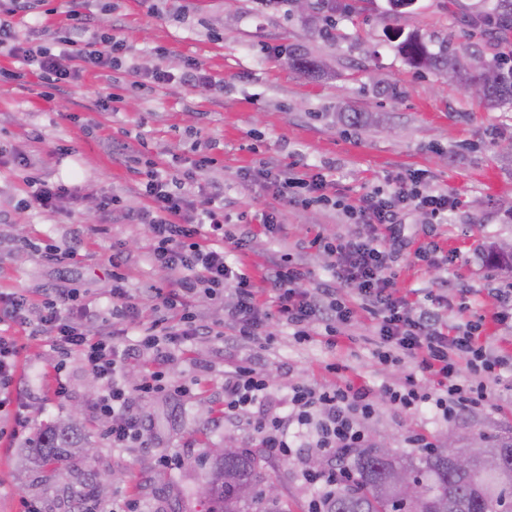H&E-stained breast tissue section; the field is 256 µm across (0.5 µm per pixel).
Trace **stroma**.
I'll use <instances>...</instances> for the list:
<instances>
[{"instance_id": "1", "label": "stroma", "mask_w": 512, "mask_h": 512, "mask_svg": "<svg viewBox=\"0 0 512 512\" xmlns=\"http://www.w3.org/2000/svg\"><path fill=\"white\" fill-rule=\"evenodd\" d=\"M475 2L416 0L406 27L469 50L481 47V34H469L460 22ZM373 6L376 13L368 19L339 16L342 37L327 42L307 36L300 18L286 11H255L252 0H86L96 34L120 23L128 47L123 67L86 71L50 98L34 75L20 85L0 84V147L27 155L33 164L29 171L0 165V292L23 293L37 304L47 294L78 289L87 325L97 331L112 290V248L120 244L129 256L127 285L143 307H151V289L173 274L149 261L145 225L117 219L99 206L104 194L120 197L129 210L146 205L135 175L113 155L110 143L144 140L145 159L179 170L189 168L196 145L208 143L215 159L210 176L224 184L228 220L250 222L255 234L251 251L234 254V261L257 277L271 254L302 257L309 271L306 289L328 277L329 259L314 237L356 230L343 205L391 189L396 178L413 173L421 177V190L458 199L443 224H428L416 210L403 216L398 234L406 247L393 265L397 286L417 303L430 295L441 298V318L449 327L482 320L484 335L511 350L512 323L496 322L492 314L496 291L512 286V273L494 267L486 247L512 244V154L499 149L512 140V109L485 108L448 78L410 67L387 36L394 25L385 15L387 0H374ZM289 47L327 62L331 77L312 78L289 67ZM188 58L203 64L209 83H153L154 69L176 73ZM130 64L138 66V75L127 72ZM109 93L121 96L118 110L98 107ZM347 105L373 113L376 123L342 126L336 113ZM60 144L73 147L74 155L59 158L54 149ZM265 162L325 173L338 207L287 205L275 201L263 181L242 180L243 171ZM30 175L75 186L78 196L55 210L28 208ZM269 212L280 226L274 235L261 226ZM432 241L439 250L431 264H415L414 250ZM48 244L76 255L51 260L43 253ZM375 324L371 315L359 313L333 349L318 340L298 342L291 329L277 324L271 327L273 343L262 352L246 340L228 345L216 336L198 338L167 367L172 378L192 381L190 396L131 401V410L147 423L145 444L136 448H115L106 439L112 421L94 408L95 379L79 353L59 358L43 339L16 330L14 386L25 398L26 430L16 433L13 414L0 413V512H22L27 501L38 503L41 512H69L79 486L47 469H19L17 454L43 424L72 414L96 448L91 459L67 460L61 469L111 474L109 498L137 500L141 512H207L197 493L203 458L214 448L258 445L245 422L219 415L225 375L246 362L266 374L267 408L274 413L287 412L289 395L302 383L348 381L372 390L374 412L361 426L370 442L400 456H413L407 439L414 434L431 442L444 436L466 441L512 430V389L501 384L491 385L485 406L448 422L425 407L404 412L393 406L386 387L402 385L409 376L426 392L436 384L417 363H381L368 341ZM61 379L68 389L63 399L54 393ZM161 452L176 454L177 466L158 467ZM320 458L313 448L290 459L270 456L289 512H308L312 489L302 471Z\"/></svg>"}]
</instances>
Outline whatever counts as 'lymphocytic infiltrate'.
<instances>
[{"instance_id": "obj_1", "label": "lymphocytic infiltrate", "mask_w": 512, "mask_h": 512, "mask_svg": "<svg viewBox=\"0 0 512 512\" xmlns=\"http://www.w3.org/2000/svg\"><path fill=\"white\" fill-rule=\"evenodd\" d=\"M33 0H8L0 7V49L7 50L19 67L1 70L0 81L20 80L34 74L53 89L75 81L88 69H106L119 61L125 49L122 39L109 36L88 38L91 18L82 10L83 0H69L66 24L54 35V47H31L19 40L14 18L30 13ZM213 164L208 147L196 150L188 170L173 172L147 163L139 171L137 186L148 206L137 212L122 210L118 197H101L102 209L120 218L148 227L149 260L157 267L175 272V279L153 289L151 321H143L142 308L126 286L122 271L124 252L113 251L112 308L101 317L97 335H89L84 324V304L78 292L69 289L46 297L37 320L28 314L34 308L22 294L0 293V411L23 410L20 392L14 391V368L18 346L9 331L16 325L30 335L45 338L60 355L78 351L100 381L97 401L100 413L111 416L107 434L113 447L141 443L143 420L131 413L133 395L160 392L176 398L189 396L191 387L169 379L165 367L185 345L201 336L216 335L213 325L195 314L192 301L202 292L220 297L232 292L233 300L224 309V326L231 337L245 339L268 348L274 336L271 323H284L301 342L324 337L329 347L338 343L337 328L350 324L358 311L376 316L377 355L386 363H418L435 379V392L420 391L414 380L398 388H387L390 403L403 411L430 405L436 416L453 420L481 405L488 397V386L500 382L508 361L480 331L481 322L470 321L449 331L434 305L412 306L396 286L392 273L391 246L386 236L395 232L406 210L417 209L429 220L439 222L454 202L446 193H420L417 177L399 180L387 192L375 191L357 204L344 208L356 233L322 241L329 256V277L315 291L300 290L299 282L308 270L301 260L288 255L271 257L261 278H254L242 267L229 263V252H246L252 245V230L224 225V187L207 180ZM275 199L301 206L330 204L328 182L323 173L288 170H262ZM354 298H347L346 290ZM273 301H265V291ZM139 327L137 344H126L125 324ZM145 356L154 368L137 386H128L121 373L129 359ZM270 384L261 370L245 364L234 368L224 379V416L250 418L261 447L282 457L298 452V434L312 433L311 447L329 458L347 455L363 447L366 438L361 419L374 410L369 389L347 383L328 387L296 386L289 399L290 410L279 415L263 411Z\"/></svg>"}]
</instances>
